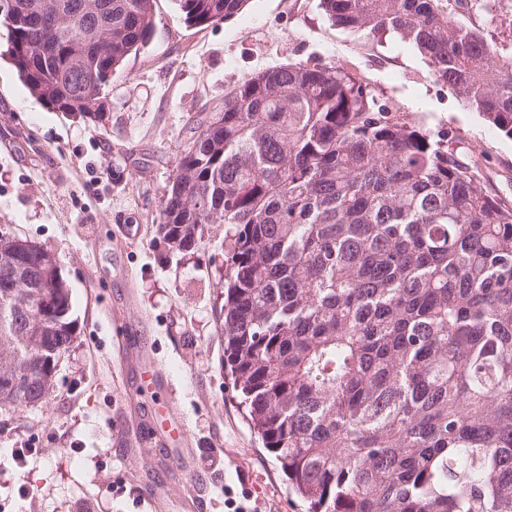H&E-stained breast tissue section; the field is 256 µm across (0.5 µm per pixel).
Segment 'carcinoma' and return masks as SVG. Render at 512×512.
I'll return each instance as SVG.
<instances>
[{
    "instance_id": "obj_1",
    "label": "carcinoma",
    "mask_w": 512,
    "mask_h": 512,
    "mask_svg": "<svg viewBox=\"0 0 512 512\" xmlns=\"http://www.w3.org/2000/svg\"><path fill=\"white\" fill-rule=\"evenodd\" d=\"M112 4V55L70 16L41 38L5 17L30 93L93 119L144 48L155 0ZM208 27L245 0H178ZM336 27L398 38L512 140V63L448 0H320ZM90 45L84 63L68 50ZM158 237L188 251L224 225V363L263 447L306 512H512V202L450 148L336 67L282 64L193 121ZM40 248L0 263V357L39 384L71 348L69 285ZM7 280L19 284L4 300ZM53 332L20 337L45 298Z\"/></svg>"
}]
</instances>
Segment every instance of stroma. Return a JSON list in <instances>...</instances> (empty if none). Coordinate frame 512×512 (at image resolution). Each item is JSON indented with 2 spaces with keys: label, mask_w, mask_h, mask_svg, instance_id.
Returning <instances> with one entry per match:
<instances>
[{
  "label": "stroma",
  "mask_w": 512,
  "mask_h": 512,
  "mask_svg": "<svg viewBox=\"0 0 512 512\" xmlns=\"http://www.w3.org/2000/svg\"><path fill=\"white\" fill-rule=\"evenodd\" d=\"M448 9L494 49L512 48V0ZM286 63L364 79L417 126L449 132L489 189L512 200V140L409 46L331 25L319 0H246L205 28L187 26L176 0H156L150 39L94 120L41 104L1 58L0 230L55 254L76 339L45 403L0 410V512H159L157 488L169 512L192 488L205 512H304L224 371L223 225H208L190 251L155 234L193 119L239 80ZM137 352L157 361L153 385L141 383ZM152 406L184 424L193 470L166 439H147Z\"/></svg>",
  "instance_id": "obj_1"
}]
</instances>
